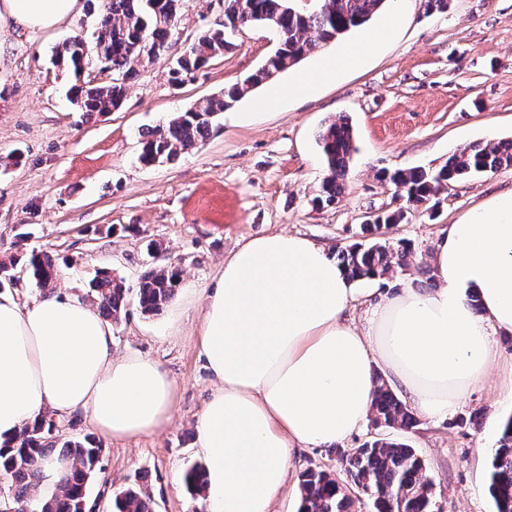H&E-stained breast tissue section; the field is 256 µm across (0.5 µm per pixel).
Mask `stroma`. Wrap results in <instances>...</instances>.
Segmentation results:
<instances>
[{
	"label": "stroma",
	"mask_w": 512,
	"mask_h": 512,
	"mask_svg": "<svg viewBox=\"0 0 512 512\" xmlns=\"http://www.w3.org/2000/svg\"><path fill=\"white\" fill-rule=\"evenodd\" d=\"M392 15L394 32L362 68L235 123L234 113L252 112L255 98L246 96L193 148L150 166L138 160L143 134L257 70L275 47L269 30L240 29L223 56L177 81L166 61L143 62L118 110L87 115L69 93L73 77L52 55L78 32L94 42L97 13L89 0L45 33L0 27V261L49 252L59 265L55 290L83 297L97 273L110 270L128 292L112 325L115 352L156 360L175 383L164 430L131 440L101 437L88 486L94 512H111L114 495L136 482L155 512H206L203 497L183 482L202 462L195 420L214 385L199 357L202 304L175 297L158 313H142L136 292L147 270L172 265L182 279L206 284L252 235L286 230L333 250L358 242L361 224L376 215L400 211L403 220L385 235L409 241L412 260L359 283L372 295L394 296L429 287L418 266L429 262L440 229L512 189L511 166L456 182L432 209H411L381 178L385 170L436 169L450 151L512 139V0H450L443 13L427 12L425 0H391L349 40L380 33ZM223 18L222 0H182L174 51ZM342 114L357 152L339 201L318 206L327 169L317 133ZM165 323L169 335H156ZM494 343L500 358L484 384L453 414L419 418L402 435L433 480L434 512H493L487 467L501 422L512 414L504 398L512 387V345L503 336ZM375 433L368 421L344 444L296 450L292 473L343 477L342 455Z\"/></svg>",
	"instance_id": "obj_1"
}]
</instances>
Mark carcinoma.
Wrapping results in <instances>:
<instances>
[{
    "mask_svg": "<svg viewBox=\"0 0 512 512\" xmlns=\"http://www.w3.org/2000/svg\"><path fill=\"white\" fill-rule=\"evenodd\" d=\"M181 0H99L97 38L90 47L78 34L56 49L58 66L79 79L94 63L112 70V83L73 86L81 111L110 112L121 103L126 82L132 80L145 61L169 56L171 31ZM224 20L201 32L197 41L170 66L173 79L204 67L224 55L232 46L233 28H244L271 18L277 24L279 46L263 67L251 74V84L236 83L224 93L172 117L148 132L142 141L140 161L145 165L177 159L209 134L214 118L232 106L251 88L261 85L297 64L323 45L349 31L364 26L383 8L384 0H314L310 8H300L294 0H247L248 12L235 8L237 0H225ZM328 175L321 184L317 201L333 204L342 194L350 170L355 141L349 119L338 116L319 134ZM512 166V140L476 143L454 151L437 170L421 168L385 172V178L414 208H430V203L451 183L476 174L494 173ZM402 221V213L379 216L372 224L361 225L366 243H355L336 251L338 264L355 280L383 277L394 268L408 265L411 246L381 238L382 229ZM24 263L31 278L41 287L52 285L58 275L53 257L32 253L0 261V273L7 274ZM178 269L160 267L142 275L138 305L144 313H157L171 300L178 282ZM92 296L103 316L117 321L127 306V290L122 282L103 271L94 281ZM377 427L409 430L416 419L407 404L384 379H378L370 412ZM102 455V445L93 436L80 441L55 440L53 420L41 416L24 428L14 447L0 450V478L4 479L5 501L13 512H25L30 492L43 478V469L63 457L69 466L59 473V493L38 503L37 512H85L87 484ZM351 485L374 500L377 512H432L426 468L409 444L380 434L365 441L343 460ZM204 470L194 466L186 471L188 490L203 492ZM489 494L494 512H512V415L502 425L498 446L490 461ZM298 512H352L354 499L345 494V485L324 470L308 469L300 475ZM113 512H153L150 494L130 486L112 504Z\"/></svg>",
    "mask_w": 512,
    "mask_h": 512,
    "instance_id": "obj_1",
    "label": "carcinoma"
}]
</instances>
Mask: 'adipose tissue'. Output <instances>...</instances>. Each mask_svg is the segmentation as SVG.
I'll return each instance as SVG.
<instances>
[{"mask_svg":"<svg viewBox=\"0 0 512 512\" xmlns=\"http://www.w3.org/2000/svg\"><path fill=\"white\" fill-rule=\"evenodd\" d=\"M79 0H0V23L46 32ZM381 37L322 59L319 78L360 68ZM438 288L374 303L364 328L347 314L354 281L327 248L285 231L251 237L205 285L200 354L216 380L195 422L207 512H274L299 448H331L367 419L373 361L421 415L443 417L483 383L490 338L512 335V190L439 232ZM175 385L153 359L116 356L98 305L49 292L20 305L0 292V447L44 414L81 412L115 439L152 435L173 417Z\"/></svg>","mask_w":512,"mask_h":512,"instance_id":"1","label":"adipose tissue"}]
</instances>
